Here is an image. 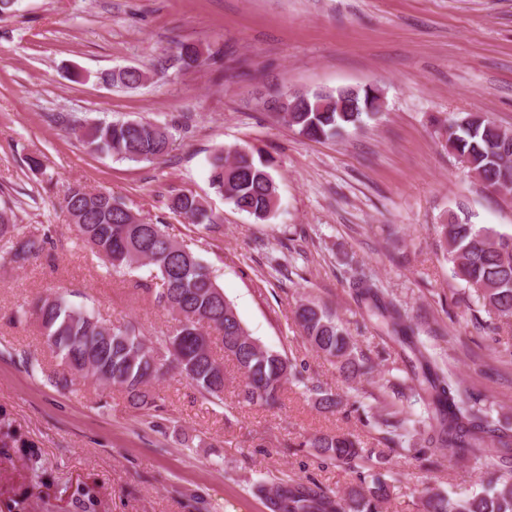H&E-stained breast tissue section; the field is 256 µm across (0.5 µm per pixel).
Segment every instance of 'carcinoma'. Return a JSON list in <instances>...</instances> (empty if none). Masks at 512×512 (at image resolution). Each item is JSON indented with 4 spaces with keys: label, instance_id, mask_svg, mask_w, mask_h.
Segmentation results:
<instances>
[{
    "label": "carcinoma",
    "instance_id": "cac0c4a2",
    "mask_svg": "<svg viewBox=\"0 0 512 512\" xmlns=\"http://www.w3.org/2000/svg\"><path fill=\"white\" fill-rule=\"evenodd\" d=\"M201 50L181 43L176 60L188 70L200 64ZM155 74L129 67L117 74L106 72L100 80L127 89L141 87ZM381 91L373 87H344L334 91L312 90L289 100L280 111V96L266 101L275 116L310 139H329L347 128H361L374 119ZM83 142L93 151L120 160L153 162L165 157L172 135L165 125L146 120L118 119L74 122ZM446 144L464 166L494 191L512 190V133L481 112H458L448 120ZM274 163L261 152L246 148L221 149L210 159L209 184L214 192L253 216L266 220L277 209ZM81 241L106 267L114 270L147 267L157 305L169 310L176 324L150 339L132 324L114 326L85 307L71 304L63 295L39 298L29 312L36 316L46 344L58 360L56 385L70 388L78 378L90 379L123 392L137 409L154 406L153 381L175 370L199 395L213 404L224 403V361L213 351L210 333L221 338L224 356L242 378L238 403L273 408L280 405L284 384L301 376L295 360L270 350L252 337L234 306L224 297L214 271L176 237L165 224L144 221L112 194L91 191L80 184L67 187L61 202ZM169 208L187 223L206 229L219 218L204 199L187 194L171 198ZM444 256L454 276L474 289L484 308L501 317H512V234L448 215L438 225ZM0 242L7 246L9 262L25 267L46 249L48 237L24 231L10 208L0 209ZM365 314L379 322L388 338L414 357L413 390L424 405L415 419L394 402H381L373 414L389 448L416 447L426 439L448 459L468 458L484 474L480 491L451 497L442 491L427 492L425 512H512V432L498 426L493 407L461 388L451 369L440 365L437 354L406 324L401 309L369 279L357 282ZM299 325L312 348L336 361L347 377L369 373L372 364L336 318L308 301L296 311ZM315 404L334 410L342 404L335 394L313 388ZM329 459L346 464L373 460L374 451L337 434H321L308 441ZM21 454L28 463L39 460L37 445L27 440L0 415V454ZM375 461V460H373ZM380 461L369 467L360 485L341 495L302 482L268 485L260 480L252 492L263 499L268 512H382L392 495V485L379 471Z\"/></svg>",
    "mask_w": 512,
    "mask_h": 512
}]
</instances>
